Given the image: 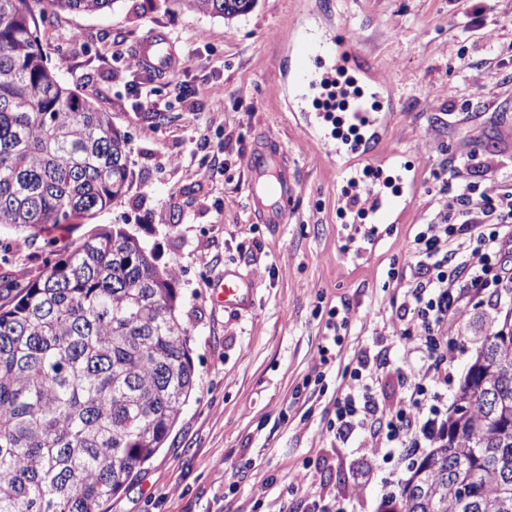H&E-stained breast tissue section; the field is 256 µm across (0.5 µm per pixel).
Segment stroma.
Returning <instances> with one entry per match:
<instances>
[{
    "instance_id": "obj_1",
    "label": "stroma",
    "mask_w": 512,
    "mask_h": 512,
    "mask_svg": "<svg viewBox=\"0 0 512 512\" xmlns=\"http://www.w3.org/2000/svg\"><path fill=\"white\" fill-rule=\"evenodd\" d=\"M313 16L328 37L355 35L384 82L377 106L389 115L371 148L389 168L405 152L403 202L384 236L362 255L345 252L346 217L336 206V170L299 113L288 109V58L279 40L295 18ZM493 28L485 41L475 24ZM166 33L190 70L129 68L118 53L153 31ZM59 79L94 94L129 138L125 194L95 218L50 224L39 233L0 226L8 264L26 278L49 250L77 246L97 225L139 238L159 267H176L177 316L188 330L197 383L163 448L134 472L108 512H387L421 446L370 460L353 439L329 432L333 402L354 352L388 346L378 372L385 402L404 394L415 338L392 318L404 284L391 268L411 261L415 234L445 205L432 172L446 158L479 149L475 175L496 193L512 180V0H255L227 21L174 0H116L102 13L71 12L40 28ZM148 92L159 110L141 107ZM270 133L288 162L293 196L283 223L250 211L246 169L252 141ZM235 272L254 285L245 309L218 306L210 284ZM349 302L350 334L335 366L316 377L318 346L331 307ZM512 297L489 305L471 293L448 324L449 386L432 390L446 420L460 384ZM307 471L309 483L296 475ZM359 487L358 497L344 494Z\"/></svg>"
}]
</instances>
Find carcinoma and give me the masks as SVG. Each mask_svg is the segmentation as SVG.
Returning a JSON list of instances; mask_svg holds the SVG:
<instances>
[{"label":"carcinoma","instance_id":"cac0c4a2","mask_svg":"<svg viewBox=\"0 0 512 512\" xmlns=\"http://www.w3.org/2000/svg\"><path fill=\"white\" fill-rule=\"evenodd\" d=\"M115 0H0V225L39 230L121 197L128 140L47 64L40 24ZM233 19L254 0H181ZM175 267L122 227L0 278V512H105L196 385ZM439 443L389 512H512V341L486 337Z\"/></svg>","mask_w":512,"mask_h":512}]
</instances>
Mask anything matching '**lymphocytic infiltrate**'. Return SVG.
I'll list each match as a JSON object with an SVG mask.
<instances>
[{
    "label": "lymphocytic infiltrate",
    "mask_w": 512,
    "mask_h": 512,
    "mask_svg": "<svg viewBox=\"0 0 512 512\" xmlns=\"http://www.w3.org/2000/svg\"><path fill=\"white\" fill-rule=\"evenodd\" d=\"M477 160V153L471 152L439 165L434 176L448 203L413 240L415 264L406 283L407 303L395 318L397 327L417 337L422 361L408 374L407 397L394 404L379 399L374 368L391 359L390 350L383 349L374 355L354 354L350 380L334 401L336 439H365L371 458L386 459L412 445L420 427L430 442H437L441 429L426 392L431 384L448 385L450 357L440 350L434 333L455 318L470 291H485L494 298L512 285V267L498 262L502 251L512 246V188L488 195L472 178ZM458 224L474 227L473 245L462 255L448 246Z\"/></svg>",
    "instance_id": "obj_1"
}]
</instances>
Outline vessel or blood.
Segmentation results:
<instances>
[{
    "instance_id": "1",
    "label": "vessel or blood",
    "mask_w": 512,
    "mask_h": 512,
    "mask_svg": "<svg viewBox=\"0 0 512 512\" xmlns=\"http://www.w3.org/2000/svg\"><path fill=\"white\" fill-rule=\"evenodd\" d=\"M289 92L293 105L305 107L310 94L324 81L341 78L351 73H367L369 63L360 58L351 41H338L325 37L309 18H300L288 39ZM140 63L156 72H166L178 62V54L171 40L163 34L152 33L142 39L137 48ZM350 119L363 132L374 134L383 125L385 115L375 109L370 99L354 98ZM313 125L326 151L335 155L338 186L342 191L337 202L350 207L351 194H359L360 206L371 221L357 224L351 229L349 241L377 242L383 235V224L389 223L400 197L386 194L377 188L361 189L358 185L360 162L369 158L367 142H344L335 139L324 113H315ZM250 180L252 182V208L255 219L262 224H279L288 205L292 186L279 143L267 134H259L250 152ZM253 288L250 281L228 273L212 284L216 303L227 308H240L250 303Z\"/></svg>"
}]
</instances>
